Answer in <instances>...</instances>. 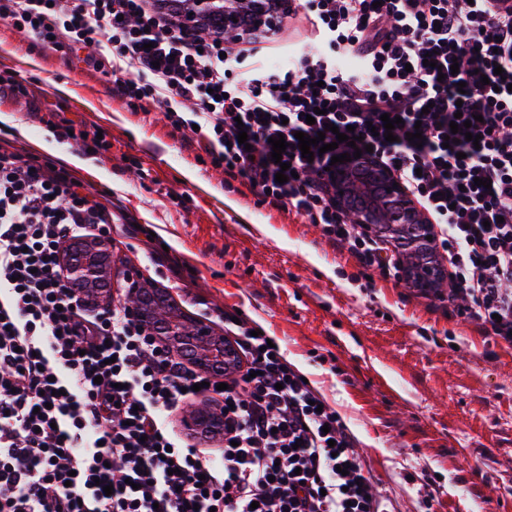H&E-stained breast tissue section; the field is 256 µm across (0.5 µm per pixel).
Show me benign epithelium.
<instances>
[{
  "instance_id": "1",
  "label": "benign epithelium",
  "mask_w": 512,
  "mask_h": 512,
  "mask_svg": "<svg viewBox=\"0 0 512 512\" xmlns=\"http://www.w3.org/2000/svg\"><path fill=\"white\" fill-rule=\"evenodd\" d=\"M276 12L265 9L253 14L246 26H240V22L233 21V16L224 15V24L228 28H234L238 32L248 33L253 29H272L275 26ZM337 197L345 205L349 204L354 195L365 193L369 195L375 204L366 207L359 213L357 223L371 226L377 223V206L388 201L393 208L391 223L401 224L408 228L418 225L416 233L417 241L426 240L431 234V228L427 225L426 216L420 209L410 201L402 186H394L398 179L388 171L377 167L365 158H351L349 161L336 164L333 170ZM78 252V259L66 263V270L70 281L76 286L83 288H97L100 281L110 275L111 265L107 243L102 240L95 242L72 243L66 255L70 256ZM439 277L437 269L432 265L421 268L414 275L416 285L420 288L430 289L435 285V279ZM169 339L176 341V347L180 351L191 352L200 368L210 371L217 367H224V362L232 359V351L224 344V338L211 334L210 330L203 324L196 326L194 333L190 336H181L171 323H164ZM220 424L219 419L209 415L201 408L191 413L184 421L188 429L199 427L200 423Z\"/></svg>"
}]
</instances>
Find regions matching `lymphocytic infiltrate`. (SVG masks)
<instances>
[{
	"instance_id": "obj_1",
	"label": "lymphocytic infiltrate",
	"mask_w": 512,
	"mask_h": 512,
	"mask_svg": "<svg viewBox=\"0 0 512 512\" xmlns=\"http://www.w3.org/2000/svg\"><path fill=\"white\" fill-rule=\"evenodd\" d=\"M296 12L317 45L295 43L281 71L261 63L265 48L175 24L152 0H0V20L42 44L97 50L119 97L194 130L260 204L397 280L402 247L356 229L325 177L332 154L303 158L295 134L350 156L363 140L435 229L449 314L511 347L512 0H298ZM245 55L257 63L233 82ZM340 56L359 69L338 70ZM385 113L401 118L391 142ZM458 114L469 133H452ZM417 129L419 145L407 138ZM285 163L296 175L282 184ZM136 231L65 168L0 146V512H387L356 436L256 323L205 310L235 352L205 372L125 300L68 281L64 243ZM197 402L223 415L220 447L177 431Z\"/></svg>"
}]
</instances>
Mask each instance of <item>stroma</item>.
<instances>
[{
  "instance_id": "1",
  "label": "stroma",
  "mask_w": 512,
  "mask_h": 512,
  "mask_svg": "<svg viewBox=\"0 0 512 512\" xmlns=\"http://www.w3.org/2000/svg\"><path fill=\"white\" fill-rule=\"evenodd\" d=\"M1 70L26 96L0 98V144L70 166L143 226L115 242L111 285L135 271L192 321L204 301L261 325L356 435L392 512H512V347L445 315L438 290L368 280L319 228L228 186L193 134L0 20ZM62 120L105 130L99 154L57 143Z\"/></svg>"
}]
</instances>
